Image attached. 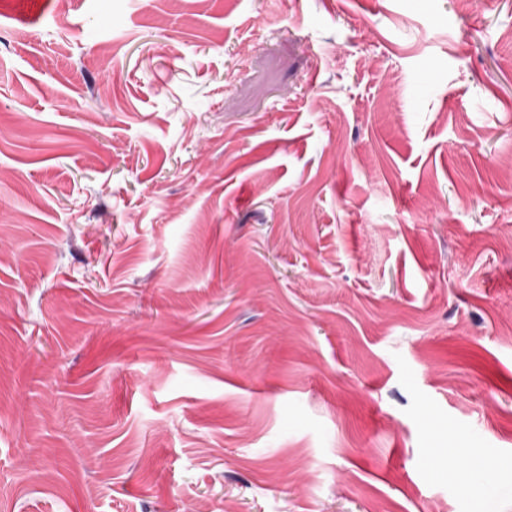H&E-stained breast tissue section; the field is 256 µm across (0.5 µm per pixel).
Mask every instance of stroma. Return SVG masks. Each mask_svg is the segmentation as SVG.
<instances>
[{
    "mask_svg": "<svg viewBox=\"0 0 512 512\" xmlns=\"http://www.w3.org/2000/svg\"><path fill=\"white\" fill-rule=\"evenodd\" d=\"M509 461L512 0H0V512H512Z\"/></svg>",
    "mask_w": 512,
    "mask_h": 512,
    "instance_id": "obj_1",
    "label": "stroma"
}]
</instances>
